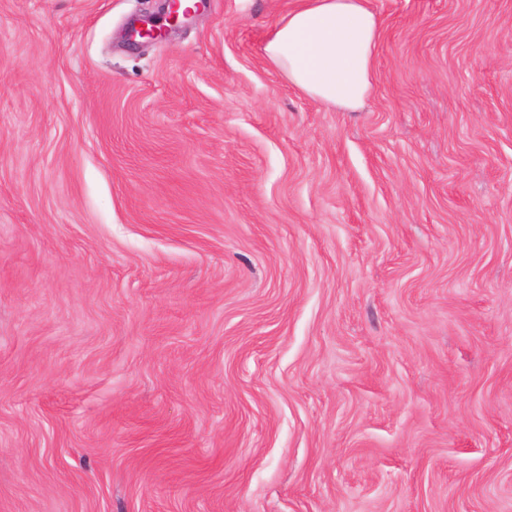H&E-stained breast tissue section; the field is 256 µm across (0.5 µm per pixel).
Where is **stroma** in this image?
<instances>
[{
  "label": "stroma",
  "mask_w": 512,
  "mask_h": 512,
  "mask_svg": "<svg viewBox=\"0 0 512 512\" xmlns=\"http://www.w3.org/2000/svg\"><path fill=\"white\" fill-rule=\"evenodd\" d=\"M0 0V512H512V0ZM163 2L162 19L152 20L151 24L139 29H131V36L138 35L140 39L146 42L161 38L168 30L176 28L184 18L191 16L190 10L182 12V18L179 17V0H160ZM165 23H160V21ZM381 20L367 0H298L268 28L265 62L304 96L356 110L369 97Z\"/></svg>",
  "instance_id": "stroma-1"
}]
</instances>
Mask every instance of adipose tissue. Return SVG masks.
<instances>
[{
  "instance_id": "obj_1",
  "label": "adipose tissue",
  "mask_w": 512,
  "mask_h": 512,
  "mask_svg": "<svg viewBox=\"0 0 512 512\" xmlns=\"http://www.w3.org/2000/svg\"><path fill=\"white\" fill-rule=\"evenodd\" d=\"M380 38L368 0H297L266 31L262 54L304 96L354 110L371 93Z\"/></svg>"
}]
</instances>
